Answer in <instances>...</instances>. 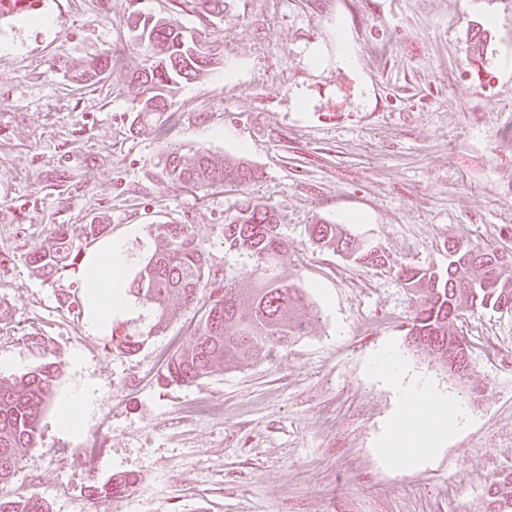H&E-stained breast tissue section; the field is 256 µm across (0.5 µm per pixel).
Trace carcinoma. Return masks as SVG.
Returning a JSON list of instances; mask_svg holds the SVG:
<instances>
[{
  "label": "carcinoma",
  "mask_w": 512,
  "mask_h": 512,
  "mask_svg": "<svg viewBox=\"0 0 512 512\" xmlns=\"http://www.w3.org/2000/svg\"><path fill=\"white\" fill-rule=\"evenodd\" d=\"M129 28L146 53L141 84L148 96L137 112L147 120L167 110L165 91L201 76L211 65L213 54L164 17L134 11L129 15ZM110 67L111 58L102 55L81 69V75L92 79ZM164 170L172 182L198 189L227 183L243 188L260 177L253 167L218 161L204 151L187 156L173 150L166 157ZM106 228L105 224H85L77 233L61 226L28 251V263L46 281L72 274L84 242ZM309 234L318 248L332 250L353 264L372 268L388 264L379 245L357 240L338 224H312ZM157 237L155 251L129 288L154 312L146 336L166 328L171 306L200 302L205 306L192 348L170 358L163 382L193 383L217 366L243 365L271 347L283 348L306 335L307 323L300 315L308 306L306 293L278 269L285 242L270 206L245 200L224 224V250L237 255L241 266L250 271V288L238 286L236 273L212 269L203 244L189 225L160 224ZM501 266L493 251L450 241L445 270L417 266L398 270L403 289L415 301L408 345L464 380L470 367V347L458 341L454 321L466 310H512V276ZM58 376L56 363L46 362L18 378H0V490L27 451L36 447L41 415ZM132 484V478L119 475L103 485L90 486L89 492L117 496ZM0 512L49 510L32 498L0 493ZM483 512H512V473L490 483Z\"/></svg>",
  "instance_id": "cac0c4a2"
}]
</instances>
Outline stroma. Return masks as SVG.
<instances>
[{
  "label": "stroma",
  "mask_w": 512,
  "mask_h": 512,
  "mask_svg": "<svg viewBox=\"0 0 512 512\" xmlns=\"http://www.w3.org/2000/svg\"><path fill=\"white\" fill-rule=\"evenodd\" d=\"M30 5L0 17V378L47 357L29 345L33 331L52 336L61 369L8 492L50 512H481L491 481L512 473V313L456 321L471 346L459 383L408 348L413 305L396 271L446 266L452 240L512 256V0H226L220 19L201 0ZM136 10L174 20L218 58L168 92L152 126L135 120ZM341 31L353 73L334 60ZM316 47L329 56L321 68L307 60ZM103 54L106 75L77 79ZM301 94L310 111H297ZM174 148L261 177L244 191L177 185L163 175ZM246 195L277 214L280 268L308 294L307 334L191 384L161 376L192 347L201 306L173 308L163 332L124 354L111 337L147 333L148 306L92 334L56 298L80 282L43 281L26 262L61 224L107 225L137 265L157 225L187 224L213 269L235 271L224 224ZM313 224L378 244L389 267L318 250ZM389 343L468 416L402 470L377 453L393 402L367 370ZM87 385L98 398L82 427L59 428L56 398ZM126 474L135 482L122 495H89Z\"/></svg>",
  "instance_id": "obj_1"
}]
</instances>
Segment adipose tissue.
I'll list each match as a JSON object with an SVG mask.
<instances>
[{"mask_svg": "<svg viewBox=\"0 0 512 512\" xmlns=\"http://www.w3.org/2000/svg\"><path fill=\"white\" fill-rule=\"evenodd\" d=\"M84 290V315L89 332L111 333L116 318L132 309L128 288L132 280L131 260L123 240L98 242L81 258L75 273ZM371 375L386 383L394 395L380 453L396 469L418 464L457 429L463 419L457 403L429 382L411 380L400 350L391 344L372 358Z\"/></svg>", "mask_w": 512, "mask_h": 512, "instance_id": "1", "label": "adipose tissue"}]
</instances>
